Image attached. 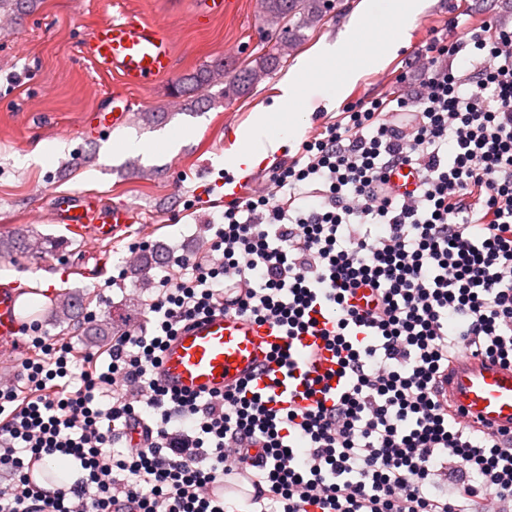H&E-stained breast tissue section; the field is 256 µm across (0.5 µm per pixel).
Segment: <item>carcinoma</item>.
<instances>
[{
  "instance_id": "cac0c4a2",
  "label": "carcinoma",
  "mask_w": 512,
  "mask_h": 512,
  "mask_svg": "<svg viewBox=\"0 0 512 512\" xmlns=\"http://www.w3.org/2000/svg\"><path fill=\"white\" fill-rule=\"evenodd\" d=\"M261 12L265 19L276 18L297 21L298 26L308 27L319 23L327 13L326 0H260ZM281 62L280 53L264 54L254 63L240 68H229L225 63L206 65L179 78L175 84L176 97L184 105L196 109L204 104L199 92L208 85L224 77V98L232 99L245 94L251 87L260 83ZM30 236L24 233L0 237V257L27 252ZM82 297L65 292L52 299L48 313L57 323H69L83 316Z\"/></svg>"
}]
</instances>
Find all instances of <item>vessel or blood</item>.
Masks as SVG:
<instances>
[{
  "label": "vessel or blood",
  "mask_w": 512,
  "mask_h": 512,
  "mask_svg": "<svg viewBox=\"0 0 512 512\" xmlns=\"http://www.w3.org/2000/svg\"><path fill=\"white\" fill-rule=\"evenodd\" d=\"M99 70L117 72L124 86L145 88L173 69V44L161 24L128 14L97 25L82 46ZM51 220L74 238L112 239L134 222L125 205H109L91 194L59 195ZM21 301L18 282H0V351L21 347ZM291 347L297 359L314 352L317 373L334 366L332 352L318 336L287 341L274 323H259L215 310L186 324L167 344L158 368L164 386L182 394H219L247 381L262 389L279 366L276 350ZM438 395L465 423L512 433V366L463 354L438 381Z\"/></svg>",
  "instance_id": "obj_1"
}]
</instances>
